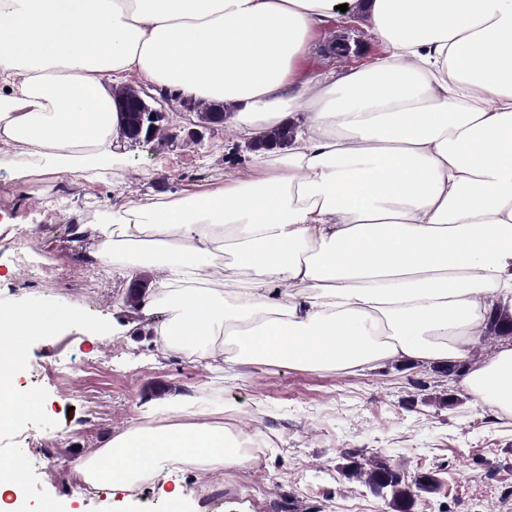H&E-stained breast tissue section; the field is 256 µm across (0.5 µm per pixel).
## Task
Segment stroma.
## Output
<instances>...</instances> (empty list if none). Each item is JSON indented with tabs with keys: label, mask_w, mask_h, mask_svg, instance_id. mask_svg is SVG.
I'll return each mask as SVG.
<instances>
[{
	"label": "stroma",
	"mask_w": 512,
	"mask_h": 512,
	"mask_svg": "<svg viewBox=\"0 0 512 512\" xmlns=\"http://www.w3.org/2000/svg\"><path fill=\"white\" fill-rule=\"evenodd\" d=\"M342 38L355 54H330ZM319 45L317 64L339 70L383 51L360 25L329 27ZM163 108L164 129L154 140L122 141L112 168L89 178L34 176L25 184L0 169V216L8 218L0 223V274L28 284L11 305L52 302L76 312L64 328L24 343L18 377L43 408L0 428V462L26 455V508L53 499L60 512H171L167 494L177 486L180 512H394L388 498L347 473L351 461L382 460L408 481L423 473L437 478V490L420 494L412 512H512V415L464 390L459 375L405 360L369 371L231 361L219 373L207 360L161 352L163 307L147 313L127 304L132 280L155 291L160 265L137 266L130 279L109 264H68L79 247L96 255L106 212L156 203L189 185L248 178L249 151L223 126L203 124L198 112L173 101ZM29 230L38 233V252L22 271L7 244ZM60 361L75 362V371L56 375ZM176 396L206 402L213 420L260 444L262 456L229 473L165 471L115 502L101 489L87 498L72 494L68 473L48 468L22 441L36 435L78 466L130 426L189 421L188 410L158 408ZM218 478L224 492L217 504L202 503L195 486Z\"/></svg>",
	"instance_id": "1"
}]
</instances>
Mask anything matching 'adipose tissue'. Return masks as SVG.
I'll return each mask as SVG.
<instances>
[{
    "label": "adipose tissue",
    "mask_w": 512,
    "mask_h": 512,
    "mask_svg": "<svg viewBox=\"0 0 512 512\" xmlns=\"http://www.w3.org/2000/svg\"><path fill=\"white\" fill-rule=\"evenodd\" d=\"M385 53L311 62L338 5ZM224 108L253 173L113 216L104 260L159 263L163 349L308 371L383 360L465 366L462 386L512 413V0H0V153L18 176L111 168L130 77ZM306 112H298V105ZM289 143L267 149L272 127ZM252 274L234 300L192 282L215 253ZM74 317L54 303L0 314V426L40 402L14 379L24 336ZM135 425L85 464L119 496L177 466H246L223 423Z\"/></svg>",
    "instance_id": "obj_1"
}]
</instances>
